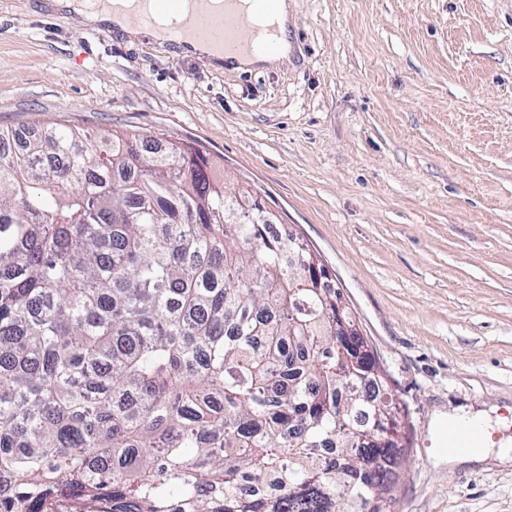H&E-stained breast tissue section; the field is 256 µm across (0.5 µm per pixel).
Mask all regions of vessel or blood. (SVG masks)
I'll list each match as a JSON object with an SVG mask.
<instances>
[{"label": "vessel or blood", "mask_w": 512, "mask_h": 512, "mask_svg": "<svg viewBox=\"0 0 512 512\" xmlns=\"http://www.w3.org/2000/svg\"><path fill=\"white\" fill-rule=\"evenodd\" d=\"M197 7L185 11L184 0H151V6L139 17L141 25L158 27L161 19H176L175 28L168 30L167 37L173 42L186 40L210 45L223 53L235 54L253 48L272 50L277 41L274 37L255 40L250 18H265L271 15L276 0H249V14L237 9L238 0H223L221 10L209 9V0H195ZM480 436L478 428L462 429L446 426L442 434L441 448L448 452H461L472 448Z\"/></svg>", "instance_id": "1"}]
</instances>
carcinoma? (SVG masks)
Masks as SVG:
<instances>
[{"label":"carcinoma","mask_w":512,"mask_h":512,"mask_svg":"<svg viewBox=\"0 0 512 512\" xmlns=\"http://www.w3.org/2000/svg\"><path fill=\"white\" fill-rule=\"evenodd\" d=\"M187 142L61 123L0 148V512H355L404 463L333 288Z\"/></svg>","instance_id":"1"}]
</instances>
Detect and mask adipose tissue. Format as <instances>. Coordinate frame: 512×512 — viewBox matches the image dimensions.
<instances>
[{
  "instance_id": "obj_1",
  "label": "adipose tissue",
  "mask_w": 512,
  "mask_h": 512,
  "mask_svg": "<svg viewBox=\"0 0 512 512\" xmlns=\"http://www.w3.org/2000/svg\"><path fill=\"white\" fill-rule=\"evenodd\" d=\"M143 6V0H109L108 6L100 10L89 7L87 0H53L51 4L53 10L80 15L91 25H106L133 37H147L154 42L164 43L165 38L160 29H145L133 26L132 20ZM290 10L289 0H277L273 19L278 32L275 50L256 51L237 58L227 59L219 54H207L204 47L188 43L182 45L179 52L185 56L209 55L211 65L219 69L250 71L278 67L280 63L288 59L293 49L288 28Z\"/></svg>"
}]
</instances>
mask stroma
<instances>
[{
    "instance_id": "stroma-1",
    "label": "stroma",
    "mask_w": 512,
    "mask_h": 512,
    "mask_svg": "<svg viewBox=\"0 0 512 512\" xmlns=\"http://www.w3.org/2000/svg\"><path fill=\"white\" fill-rule=\"evenodd\" d=\"M49 0H0V127L194 144L314 245L407 413L394 512H512L434 418L512 441V0H291L278 69L217 70ZM488 415L483 410L462 409L461 412L448 414L446 418L443 414L435 417V422L439 426L448 423L442 434L441 449L448 452H458L448 454V465L460 463H482L486 460L490 447L494 444L490 441V434L487 432ZM480 425L485 430V438L481 448H472L480 437V431L476 427L461 429L453 425ZM468 450V451H466ZM463 451V452H461Z\"/></svg>"
}]
</instances>
